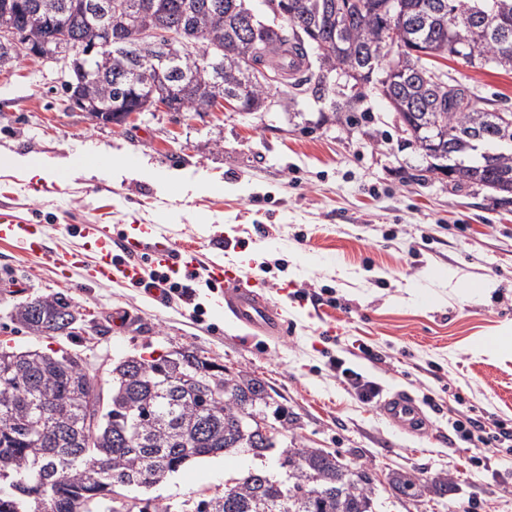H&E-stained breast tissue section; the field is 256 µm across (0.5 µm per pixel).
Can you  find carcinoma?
Returning a JSON list of instances; mask_svg holds the SVG:
<instances>
[{"label": "carcinoma", "mask_w": 512, "mask_h": 512, "mask_svg": "<svg viewBox=\"0 0 512 512\" xmlns=\"http://www.w3.org/2000/svg\"><path fill=\"white\" fill-rule=\"evenodd\" d=\"M99 0H58L61 17L45 18L16 10L17 0H0L12 12L18 31L34 42L55 37L58 27L71 36L87 33L84 11ZM137 15L153 32L139 57L175 33L192 48H220L221 89L213 74L198 68L188 52L180 68L158 79L157 88L181 92L176 112H207L218 94L257 111L268 85L255 74L253 40L280 45L275 56L291 85H316L328 73L347 82L394 73L381 94L398 116L402 132L421 153L432 138L435 160L453 157V181L476 185L512 204V112L479 106L476 95H456L461 83L446 76L433 81L430 59L450 57L462 42L471 44L465 63L512 71V0H292L294 13L279 31H254L250 0H112ZM401 52L387 58L385 49ZM318 69L301 68L309 53ZM134 65L128 53L112 49L103 59L100 79L83 86L91 100L128 98L121 77ZM356 100L333 102V114L353 121ZM72 305L62 295L36 298L20 307L14 320L34 336L61 335L72 329ZM293 418L276 403L260 377L232 372L205 352L180 347L157 358L127 356L112 364L111 384L104 388L86 378L78 354L53 356L0 344V512H93L99 504L112 510V482L138 486L153 470L167 476L195 459L249 452L279 451L285 478L250 469L235 479L222 497L201 499L192 512H377L375 479L368 469L343 461L324 448H308L287 439ZM104 461L108 469L96 470ZM397 496L413 499L429 491L448 492V478L423 480L408 472L386 477Z\"/></svg>", "instance_id": "cac0c4a2"}]
</instances>
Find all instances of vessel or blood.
<instances>
[{
    "label": "vessel or blood",
    "instance_id": "1",
    "mask_svg": "<svg viewBox=\"0 0 512 512\" xmlns=\"http://www.w3.org/2000/svg\"><path fill=\"white\" fill-rule=\"evenodd\" d=\"M81 247L66 254L63 265L85 269L88 278L95 281L120 280L132 285H143L142 267L137 257L142 250H150L152 264L172 272L191 271L197 264L195 252L188 247L173 244L168 239L147 235L143 239L114 240L110 226L84 224L80 227ZM0 239L12 241L26 253L42 254L46 251L43 234L37 225L16 214L8 207L0 209ZM121 246L127 259L116 263L114 246ZM209 273L212 280L220 284L223 304L237 321L258 333L272 336L281 334L285 328L281 314L263 295L252 288L243 270L221 262L211 263ZM382 413L397 426L418 432L428 423L415 400L402 391L388 395L381 403Z\"/></svg>",
    "mask_w": 512,
    "mask_h": 512
}]
</instances>
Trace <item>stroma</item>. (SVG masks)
I'll return each instance as SVG.
<instances>
[{
	"mask_svg": "<svg viewBox=\"0 0 512 512\" xmlns=\"http://www.w3.org/2000/svg\"><path fill=\"white\" fill-rule=\"evenodd\" d=\"M64 60L22 59L0 69V158L21 155L67 171L49 186L0 170V207L40 225L49 256L0 241V341L93 364L192 345L232 369L264 378L297 418L294 436L338 452L377 479L381 512H512V452L475 447L454 420L482 417L512 429V354L477 356L475 342L512 325V209L490 192L455 186L402 133L387 101L367 86L353 125L332 121L329 101L268 89L258 112H143L121 127L68 110ZM439 67L493 107L512 111V72L460 61ZM147 159L208 182L198 194L166 191L134 172L90 176L85 160ZM79 224H136L196 249L200 268L243 267L288 320L280 338L251 336L221 291L192 282L194 304L155 300L142 288L87 280L57 259L75 249ZM456 288H449V280ZM470 296H462L465 288ZM64 294L84 316L77 338L34 336L13 323L16 306ZM349 368L380 396L410 392L432 429L414 435L359 401ZM274 457L191 462L150 489L180 505L220 496ZM448 475L446 497L396 498L386 473Z\"/></svg>",
	"mask_w": 512,
	"mask_h": 512,
	"instance_id": "1",
	"label": "stroma"
}]
</instances>
